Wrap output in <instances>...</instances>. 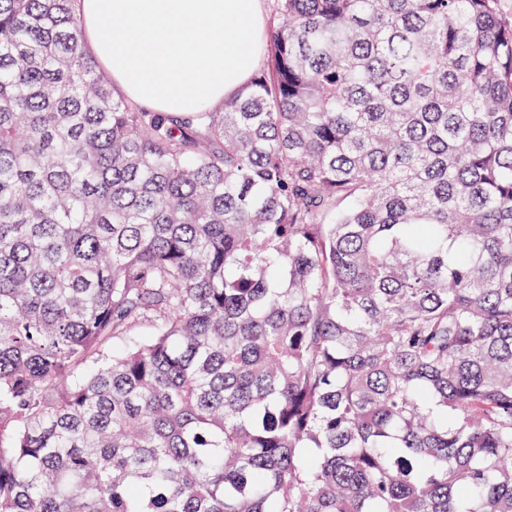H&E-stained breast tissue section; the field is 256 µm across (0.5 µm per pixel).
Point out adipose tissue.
<instances>
[{
  "instance_id": "adipose-tissue-1",
  "label": "adipose tissue",
  "mask_w": 512,
  "mask_h": 512,
  "mask_svg": "<svg viewBox=\"0 0 512 512\" xmlns=\"http://www.w3.org/2000/svg\"><path fill=\"white\" fill-rule=\"evenodd\" d=\"M88 51L127 99L154 112L223 107L250 78L265 0H76Z\"/></svg>"
}]
</instances>
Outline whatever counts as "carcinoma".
<instances>
[{
  "label": "carcinoma",
  "mask_w": 512,
  "mask_h": 512,
  "mask_svg": "<svg viewBox=\"0 0 512 512\" xmlns=\"http://www.w3.org/2000/svg\"><path fill=\"white\" fill-rule=\"evenodd\" d=\"M271 2L187 114L0 0V512H512V16Z\"/></svg>",
  "instance_id": "obj_1"
}]
</instances>
